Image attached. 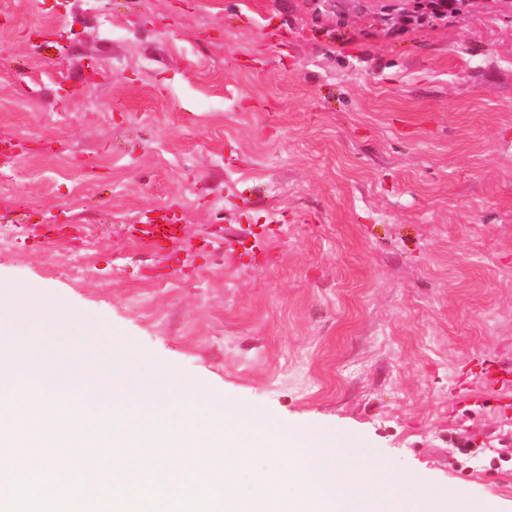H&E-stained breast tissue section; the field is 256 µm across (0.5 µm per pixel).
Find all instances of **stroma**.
<instances>
[{
    "label": "stroma",
    "instance_id": "1",
    "mask_svg": "<svg viewBox=\"0 0 512 512\" xmlns=\"http://www.w3.org/2000/svg\"><path fill=\"white\" fill-rule=\"evenodd\" d=\"M84 2L0 0V288L512 512V388L482 381L512 368V0L410 30V0ZM177 229V224H149V229L145 231L142 239L153 250L163 251L166 249V243L176 236Z\"/></svg>",
    "mask_w": 512,
    "mask_h": 512
}]
</instances>
